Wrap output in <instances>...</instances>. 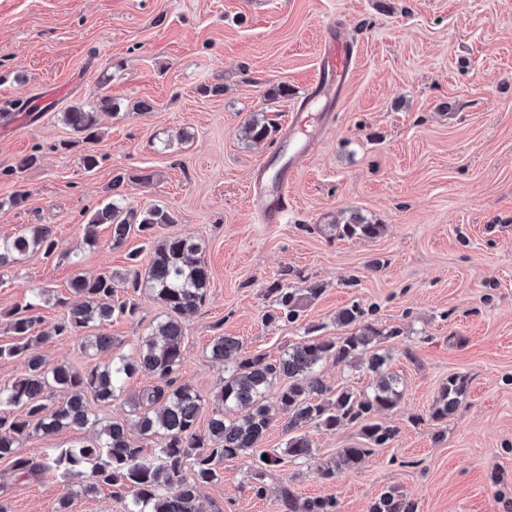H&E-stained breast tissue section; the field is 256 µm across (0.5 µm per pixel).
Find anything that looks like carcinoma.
Wrapping results in <instances>:
<instances>
[{"mask_svg": "<svg viewBox=\"0 0 512 512\" xmlns=\"http://www.w3.org/2000/svg\"><path fill=\"white\" fill-rule=\"evenodd\" d=\"M63 122L87 141L98 139V113L71 106L62 113ZM278 127L264 113L248 118L240 137L250 145L273 142ZM127 174L112 177V198L94 209L85 219L84 244L98 243L97 228L108 225L112 245H122L136 231L153 244V257L145 272L137 267V255L130 253L129 268L88 277L79 270L83 259L76 252L72 265L78 268L70 281L78 300L51 298L46 288L29 289V298L6 314L8 329L17 343L0 347V358H19L25 371L6 385H0V458L11 460L22 475L51 473L59 478L63 495L53 512H69L70 502L93 495L100 486L112 487V496L124 502V512H201L200 489L221 479L220 465L246 454L257 456L249 487L257 497L266 494V478L283 461L313 458L312 444L304 432L310 424L327 430L346 424L359 428L365 448H345L334 462L315 469L318 477L332 481L338 471L353 468L370 454V449L392 443L398 429L380 419L395 408L403 390L400 379L388 369L387 357L374 350L380 337L371 325L336 340L310 336L270 361L261 355L249 356L242 341L222 333L209 343L210 357L224 364V383L213 397L206 425L199 417L206 399L179 372L185 360L183 317L198 309L209 286V270L202 259V246L188 236L156 239L155 230L176 223L172 210L152 205L137 209L121 194ZM338 234L348 238H374L378 224H338ZM56 240L51 226L35 224L0 238V272L21 262L29 254L51 256ZM136 293L151 289L167 310L166 317L151 325L129 355L109 356L112 337L85 336L83 349L92 348L107 359L90 369L70 364H48L35 348L59 336H79L102 327L118 317H135L137 305L121 301L117 290ZM272 309L265 323H294L300 316L299 289L277 281L267 288ZM55 300L64 309L62 318L50 326L42 324L38 310ZM366 310L354 303L336 313V324L346 327L361 320ZM328 360L351 366L356 363L370 371V390L333 389L319 376ZM138 373H147L153 383L135 393H127L128 382ZM286 381L276 398V407L285 419L288 441L284 451L261 449L272 420L267 404L270 390ZM466 376L448 377L429 408L434 423L448 420L466 395ZM125 398L134 426L144 439L159 438L162 445L147 453L130 433L128 420L102 421L96 418L89 400L110 403ZM95 431L90 441H77L66 448H54L36 460L23 454L24 443L34 437H50L71 429ZM283 512H337L334 498H300L289 487L280 491ZM368 512H417L410 498L394 488L382 491L368 506Z\"/></svg>", "mask_w": 512, "mask_h": 512, "instance_id": "obj_1", "label": "carcinoma"}]
</instances>
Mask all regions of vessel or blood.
I'll return each instance as SVG.
<instances>
[{"label":"vessel or blood","mask_w":512,"mask_h":512,"mask_svg":"<svg viewBox=\"0 0 512 512\" xmlns=\"http://www.w3.org/2000/svg\"><path fill=\"white\" fill-rule=\"evenodd\" d=\"M356 54V45L335 26L324 28L318 75L290 115L283 137L285 147L255 168L256 186L249 194L253 210L263 223L277 224L287 215L288 183L295 166L311 154L331 130L335 98L353 73Z\"/></svg>","instance_id":"1"}]
</instances>
